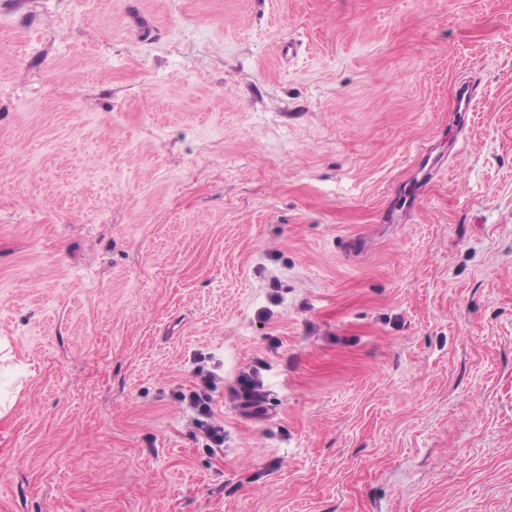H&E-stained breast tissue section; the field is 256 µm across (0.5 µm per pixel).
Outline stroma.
Masks as SVG:
<instances>
[{
    "label": "stroma",
    "mask_w": 512,
    "mask_h": 512,
    "mask_svg": "<svg viewBox=\"0 0 512 512\" xmlns=\"http://www.w3.org/2000/svg\"><path fill=\"white\" fill-rule=\"evenodd\" d=\"M0 338V512H512V0H0ZM210 358L200 354L193 359L195 366L192 372L196 379L194 387L187 393L179 390L176 396L192 414L195 436L198 434L205 442V448L215 452L216 449L224 448V425L215 420V400L212 393L221 376L216 372L218 366L213 364L210 369L204 364ZM268 396L260 368L255 365L242 370L228 392L230 403L251 417L263 414Z\"/></svg>",
    "instance_id": "35a3bbf8"
}]
</instances>
